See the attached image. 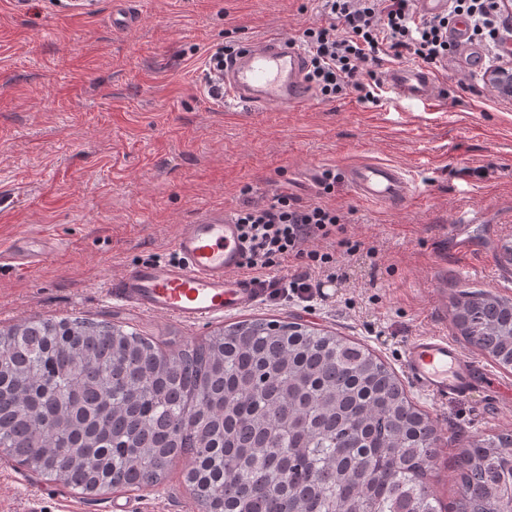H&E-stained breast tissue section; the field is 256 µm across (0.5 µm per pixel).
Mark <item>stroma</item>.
<instances>
[{"label": "stroma", "instance_id": "stroma-1", "mask_svg": "<svg viewBox=\"0 0 512 512\" xmlns=\"http://www.w3.org/2000/svg\"><path fill=\"white\" fill-rule=\"evenodd\" d=\"M0 0V244L17 234L53 250L31 269L0 267V329L43 318L119 323L170 351L251 317L296 321L365 345L397 375L415 336H454L445 298L470 283L512 298V99L453 56L434 71L445 100L377 104L357 92L301 112H255L213 100L205 63L225 42L299 38L322 0ZM137 17L113 26L117 5ZM400 169L412 197L360 200L346 166ZM336 179L323 189L325 172ZM280 187L350 214L349 232L377 257L354 258L347 281L310 304L263 298L202 323H180L113 301L105 285L125 269L168 260L179 225L208 209L236 211ZM411 400L437 425L430 489L459 497L463 448L512 433V402L490 392ZM185 461L162 482L87 498L0 459V512H200Z\"/></svg>", "mask_w": 512, "mask_h": 512}]
</instances>
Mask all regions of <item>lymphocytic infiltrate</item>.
<instances>
[{
    "label": "lymphocytic infiltrate",
    "mask_w": 512,
    "mask_h": 512,
    "mask_svg": "<svg viewBox=\"0 0 512 512\" xmlns=\"http://www.w3.org/2000/svg\"><path fill=\"white\" fill-rule=\"evenodd\" d=\"M323 7V20L302 33L305 81L323 100L355 90L362 103H377L385 63L433 66L448 58L457 49L448 28L458 19L466 22L470 41L489 48L492 65L512 62L503 49L512 38V14L504 11L502 0H449L447 14L430 18L418 15L415 0H323ZM235 219L242 270L269 277L272 293L283 291L304 302L319 294L324 281L346 278L339 257L361 248L347 235V215L285 190L265 203L244 201ZM287 261L293 264L291 274L272 278V270Z\"/></svg>",
    "instance_id": "f902f5d3"
}]
</instances>
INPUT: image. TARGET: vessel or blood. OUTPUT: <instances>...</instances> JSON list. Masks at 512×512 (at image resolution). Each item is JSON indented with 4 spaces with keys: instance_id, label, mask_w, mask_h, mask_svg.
Segmentation results:
<instances>
[{
    "instance_id": "vessel-or-blood-1",
    "label": "vessel or blood",
    "mask_w": 512,
    "mask_h": 512,
    "mask_svg": "<svg viewBox=\"0 0 512 512\" xmlns=\"http://www.w3.org/2000/svg\"><path fill=\"white\" fill-rule=\"evenodd\" d=\"M305 69L304 53L288 37L245 44L224 66V100L251 110L268 105L288 112L304 110L313 102ZM385 82L398 101L408 104H430L446 94L425 67H393ZM344 179L367 202L397 203L411 193L402 172L384 164L349 167ZM174 250L178 262L138 265L109 283L108 292L133 308L184 323L249 308L266 292L262 282L239 271L241 247L230 212L205 210L180 225ZM44 255V249H33L28 236L21 234L0 251V265L19 259L34 266ZM404 357L415 387L441 400L466 397L489 382L476 362L445 336L414 337Z\"/></svg>"
}]
</instances>
